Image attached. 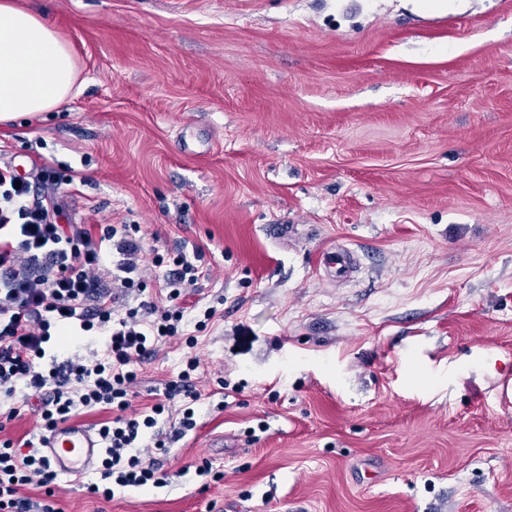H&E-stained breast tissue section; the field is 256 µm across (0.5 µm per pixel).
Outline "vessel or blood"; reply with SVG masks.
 I'll return each instance as SVG.
<instances>
[{
  "instance_id": "1",
  "label": "vessel or blood",
  "mask_w": 512,
  "mask_h": 512,
  "mask_svg": "<svg viewBox=\"0 0 512 512\" xmlns=\"http://www.w3.org/2000/svg\"><path fill=\"white\" fill-rule=\"evenodd\" d=\"M44 455L57 474L79 477L99 460L103 445L98 434L77 424H61L43 443Z\"/></svg>"
}]
</instances>
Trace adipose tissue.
I'll use <instances>...</instances> for the list:
<instances>
[{"mask_svg":"<svg viewBox=\"0 0 512 512\" xmlns=\"http://www.w3.org/2000/svg\"><path fill=\"white\" fill-rule=\"evenodd\" d=\"M74 81L72 53L44 12L0 0V123L59 107Z\"/></svg>","mask_w":512,"mask_h":512,"instance_id":"adipose-tissue-1","label":"adipose tissue"}]
</instances>
